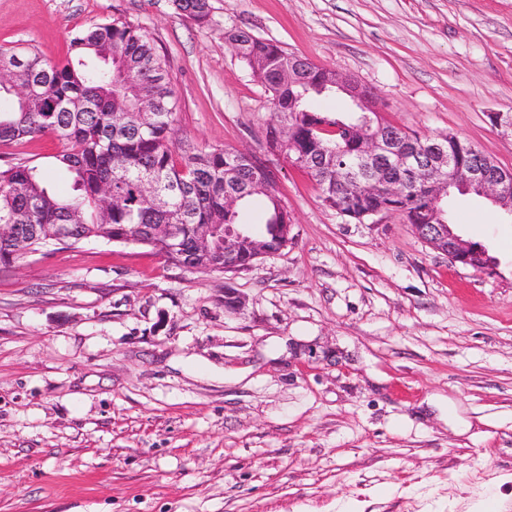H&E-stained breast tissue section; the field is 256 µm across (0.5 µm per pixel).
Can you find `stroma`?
<instances>
[{"instance_id":"obj_1","label":"stroma","mask_w":512,"mask_h":512,"mask_svg":"<svg viewBox=\"0 0 512 512\" xmlns=\"http://www.w3.org/2000/svg\"><path fill=\"white\" fill-rule=\"evenodd\" d=\"M0 0V47L67 53L122 18L169 65L175 138L267 160L285 249L195 271L152 247L56 245L0 271V512H512V221L452 193L492 256L453 262L396 214L358 223L265 142L241 29L372 88L382 117L512 168V0ZM57 140L1 144L70 190ZM175 10L192 17L199 24L210 21V0H172Z\"/></svg>"}]
</instances>
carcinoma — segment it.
I'll list each match as a JSON object with an SVG mask.
<instances>
[{
	"label": "carcinoma",
	"instance_id": "cac0c4a2",
	"mask_svg": "<svg viewBox=\"0 0 512 512\" xmlns=\"http://www.w3.org/2000/svg\"><path fill=\"white\" fill-rule=\"evenodd\" d=\"M175 10L200 24L210 21V0H172ZM225 39L271 94L266 146L283 153L315 181L324 205L361 223L382 210L409 224L429 223L431 182L416 178L402 153L384 156L373 167L382 178L401 181L405 194H362L354 177L359 136L351 126L361 113L323 111L316 100L337 92L336 72L306 60V74L288 81L290 53L242 30ZM12 82L30 87L31 107L0 88V142L51 136L64 145L58 164L73 178L67 197L56 195L35 166L0 167V225L16 231L0 236V267L55 243L62 232L75 245L143 234L166 260L209 271H224V249L200 247L205 228L240 224L252 193L255 171L243 154L229 149L191 151L172 140L177 102L167 61L148 34L119 18L76 31L69 56L50 62L31 47L0 49V67ZM366 133L393 136L413 150L439 135H420L391 123H372ZM268 217L263 230L244 233L234 259L249 263L274 254L288 238L292 218L276 182L263 194ZM176 225L173 241L153 233Z\"/></svg>",
	"mask_w": 512,
	"mask_h": 512
}]
</instances>
